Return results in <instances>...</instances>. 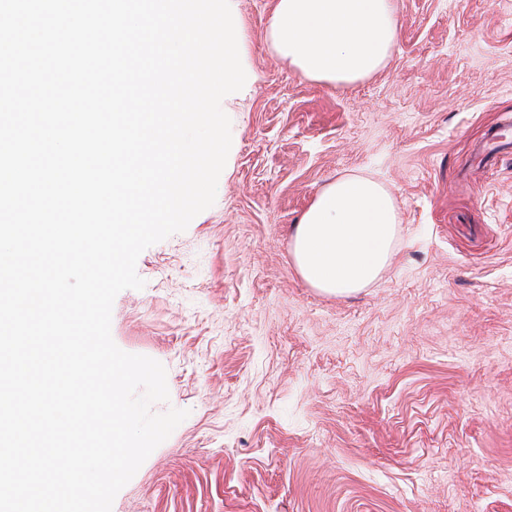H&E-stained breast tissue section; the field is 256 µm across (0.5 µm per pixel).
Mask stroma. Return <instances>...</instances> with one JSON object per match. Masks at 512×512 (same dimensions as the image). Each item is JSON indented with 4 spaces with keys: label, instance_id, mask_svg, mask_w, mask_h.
<instances>
[{
    "label": "stroma",
    "instance_id": "1",
    "mask_svg": "<svg viewBox=\"0 0 512 512\" xmlns=\"http://www.w3.org/2000/svg\"><path fill=\"white\" fill-rule=\"evenodd\" d=\"M251 82L224 102L213 206L139 256L113 303L125 352L188 417L112 512H512V0H392L385 67L299 77L274 0H231ZM382 184L391 265L346 297L307 284L291 230L340 177Z\"/></svg>",
    "mask_w": 512,
    "mask_h": 512
}]
</instances>
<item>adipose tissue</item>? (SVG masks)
<instances>
[{
	"instance_id": "1",
	"label": "adipose tissue",
	"mask_w": 512,
	"mask_h": 512,
	"mask_svg": "<svg viewBox=\"0 0 512 512\" xmlns=\"http://www.w3.org/2000/svg\"><path fill=\"white\" fill-rule=\"evenodd\" d=\"M269 38L300 77L353 83L389 58L396 38L391 0H275ZM397 224L393 199L377 181L337 179L294 227L295 267L324 293L358 292L386 269Z\"/></svg>"
}]
</instances>
